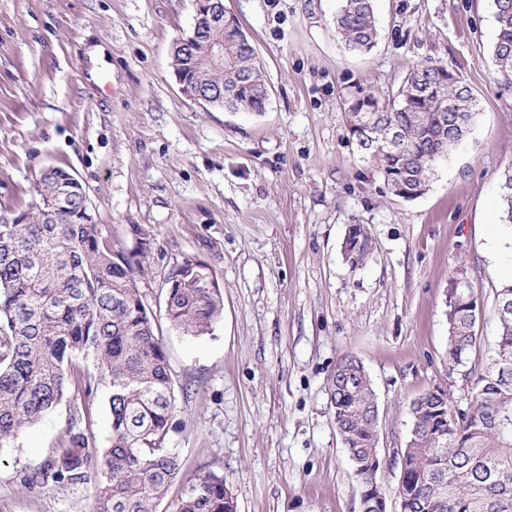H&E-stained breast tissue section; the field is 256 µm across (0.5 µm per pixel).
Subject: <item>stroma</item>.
Listing matches in <instances>:
<instances>
[{"label":"stroma","instance_id":"1","mask_svg":"<svg viewBox=\"0 0 512 512\" xmlns=\"http://www.w3.org/2000/svg\"><path fill=\"white\" fill-rule=\"evenodd\" d=\"M339 0H224L249 35L268 88L259 114L185 96L171 66L193 0H0V216L35 202L42 171L83 185L112 244L143 255L136 282L155 315L174 387L165 445L185 478L223 473L237 512H360V485L336 429L329 378L355 356L379 402L378 482L387 512L408 408L439 386L467 409L448 370L444 303L455 265L480 305L470 356L482 371L498 333L495 290L512 278L500 225V176L512 164V92L495 77L492 0H375L379 40L366 55L337 38ZM444 65L477 100L466 138L427 192L395 196L345 129V103L388 95L417 63ZM371 249L341 254L349 225ZM208 265L224 300L210 334L171 330L165 280ZM108 390L68 398L0 447V512H96L91 487L25 491L89 406L97 446L110 435Z\"/></svg>","mask_w":512,"mask_h":512}]
</instances>
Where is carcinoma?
I'll return each instance as SVG.
<instances>
[{
  "label": "carcinoma",
  "instance_id": "cac0c4a2",
  "mask_svg": "<svg viewBox=\"0 0 512 512\" xmlns=\"http://www.w3.org/2000/svg\"><path fill=\"white\" fill-rule=\"evenodd\" d=\"M496 38L492 55L501 86L512 88V0H493ZM240 23L224 30L235 62H211L198 45H176L172 68L202 89L223 95L224 108L260 110L266 89L250 41L238 39ZM336 35L354 53L370 52L378 30L373 0H340ZM477 114L467 87L448 80V69L426 63L411 67L391 98L362 88L345 108L348 136L376 159L398 197L423 195L435 164L468 134ZM391 128L398 140L381 150L365 137L367 128ZM500 224L512 229V166L500 185ZM84 197L68 199L58 223L49 224L37 206L25 224L0 223V447L43 421L72 392L89 396L108 388L111 436L104 448L90 432V413L74 408L65 435L41 467L21 481L27 490L59 485L91 486L97 512H226L224 475L213 470L186 480L177 454L163 447L171 429L175 395L162 337L157 333L134 277L143 261L113 249L97 224H80ZM343 246L352 264L363 261L370 237L351 224ZM164 298L170 329L184 336L213 330L224 309L220 289L206 288L209 272L194 269ZM499 334L483 373L465 381L472 403L456 413L451 395L428 390L410 405L411 431L396 451L401 477L400 512H512V378L499 365L512 363V282L495 291ZM480 309L471 285L448 301V369L476 345ZM333 417L356 476L381 489L378 415L373 413L370 377L346 355L330 377ZM180 493L168 501L169 489Z\"/></svg>",
  "mask_w": 512,
  "mask_h": 512
}]
</instances>
